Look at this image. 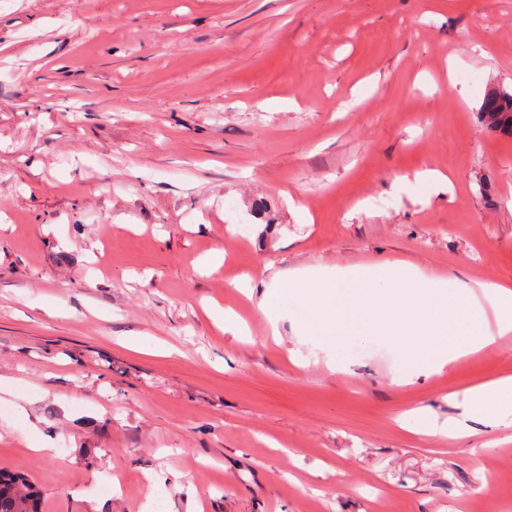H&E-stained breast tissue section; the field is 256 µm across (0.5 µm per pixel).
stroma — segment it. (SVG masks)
I'll use <instances>...</instances> for the list:
<instances>
[{
    "label": "stroma",
    "mask_w": 512,
    "mask_h": 512,
    "mask_svg": "<svg viewBox=\"0 0 512 512\" xmlns=\"http://www.w3.org/2000/svg\"><path fill=\"white\" fill-rule=\"evenodd\" d=\"M501 88L512 0H0V468L42 512H512V425L411 430L512 375V336L407 384L382 340L331 370L293 298L275 340L229 286L512 283ZM479 114L481 121L492 131L512 136V93L505 89L491 91Z\"/></svg>",
    "instance_id": "stroma-1"
}]
</instances>
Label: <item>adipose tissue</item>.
<instances>
[{
  "instance_id": "obj_1",
  "label": "adipose tissue",
  "mask_w": 512,
  "mask_h": 512,
  "mask_svg": "<svg viewBox=\"0 0 512 512\" xmlns=\"http://www.w3.org/2000/svg\"><path fill=\"white\" fill-rule=\"evenodd\" d=\"M284 290L301 304L299 335L330 358L348 341L377 336L399 347L416 373L428 375L512 333V285L452 291L443 277L402 259L347 270L313 268L266 287L257 309L274 333L285 318L279 302ZM462 408L463 418L448 425L447 434L465 431L464 419L472 414L503 423L512 417V376L471 387Z\"/></svg>"
}]
</instances>
